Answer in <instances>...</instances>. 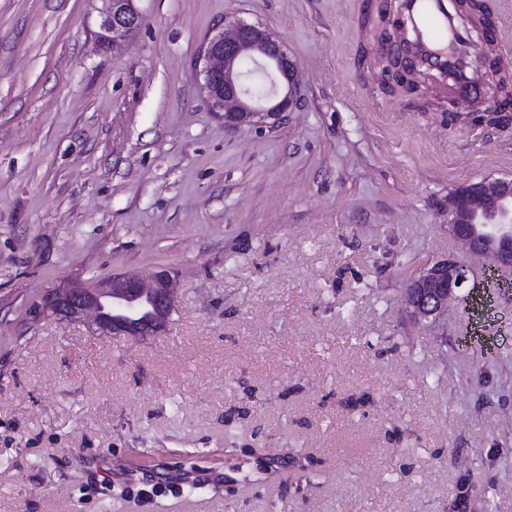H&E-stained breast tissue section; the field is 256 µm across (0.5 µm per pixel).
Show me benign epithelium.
<instances>
[{"label": "benign epithelium", "mask_w": 512, "mask_h": 512, "mask_svg": "<svg viewBox=\"0 0 512 512\" xmlns=\"http://www.w3.org/2000/svg\"><path fill=\"white\" fill-rule=\"evenodd\" d=\"M138 0H103L99 37L117 44L142 23ZM266 79V90L251 87L246 63ZM197 75L213 110L228 128L272 127L296 101L298 63L267 28L224 18L217 34L202 45ZM512 95L488 96L475 111L507 112ZM448 234L476 258L512 273V178L483 179L457 187L448 198ZM470 266L456 256L426 264L404 291V305L417 325L434 326L469 281ZM174 272L155 271L148 279L121 275L76 284L48 294L35 304L31 318L62 321L89 319L96 329L124 336H156L174 312Z\"/></svg>", "instance_id": "obj_1"}]
</instances>
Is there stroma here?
<instances>
[{
    "label": "stroma",
    "mask_w": 512,
    "mask_h": 512,
    "mask_svg": "<svg viewBox=\"0 0 512 512\" xmlns=\"http://www.w3.org/2000/svg\"><path fill=\"white\" fill-rule=\"evenodd\" d=\"M101 7L0 0V512H512V291L474 260L437 332L400 304L512 125L394 88L369 0H139L114 47ZM227 16L299 64L276 127L200 89ZM162 267L161 335L28 321Z\"/></svg>",
    "instance_id": "1"
}]
</instances>
